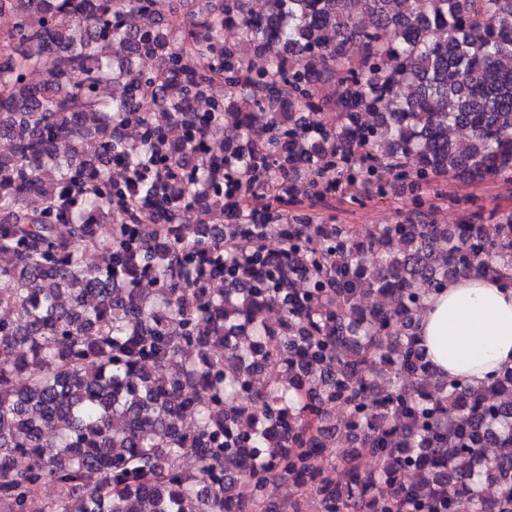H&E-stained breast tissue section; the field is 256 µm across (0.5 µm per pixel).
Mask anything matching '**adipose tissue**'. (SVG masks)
<instances>
[{"label":"adipose tissue","instance_id":"obj_1","mask_svg":"<svg viewBox=\"0 0 512 512\" xmlns=\"http://www.w3.org/2000/svg\"><path fill=\"white\" fill-rule=\"evenodd\" d=\"M416 336L441 377L478 386L512 366V284L459 276L431 294Z\"/></svg>","mask_w":512,"mask_h":512}]
</instances>
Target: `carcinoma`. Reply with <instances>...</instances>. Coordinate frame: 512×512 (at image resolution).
<instances>
[{"instance_id": "obj_1", "label": "carcinoma", "mask_w": 512, "mask_h": 512, "mask_svg": "<svg viewBox=\"0 0 512 512\" xmlns=\"http://www.w3.org/2000/svg\"><path fill=\"white\" fill-rule=\"evenodd\" d=\"M3 13L0 512H512V367L442 379L414 334L448 279L512 282V212L488 237L446 191L512 180V0ZM333 185L419 220L320 222Z\"/></svg>"}]
</instances>
